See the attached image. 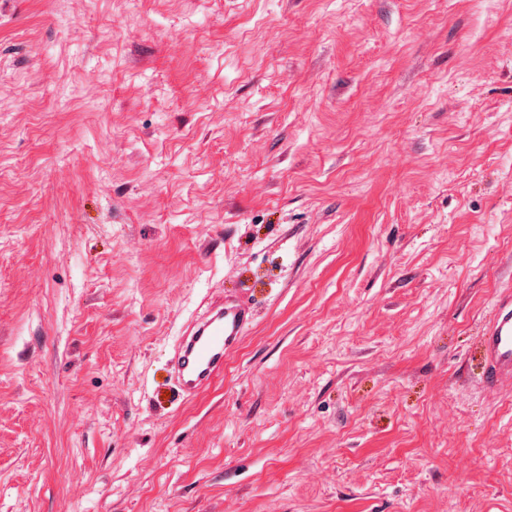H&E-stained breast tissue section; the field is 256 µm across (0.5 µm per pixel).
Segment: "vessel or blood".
Masks as SVG:
<instances>
[{
    "label": "vessel or blood",
    "instance_id": "vessel-or-blood-1",
    "mask_svg": "<svg viewBox=\"0 0 512 512\" xmlns=\"http://www.w3.org/2000/svg\"><path fill=\"white\" fill-rule=\"evenodd\" d=\"M250 321L245 304L220 297L207 302L175 350L173 368L183 394L197 395L223 373L225 356ZM477 356L488 386L512 380V295L502 299L485 322Z\"/></svg>",
    "mask_w": 512,
    "mask_h": 512
}]
</instances>
